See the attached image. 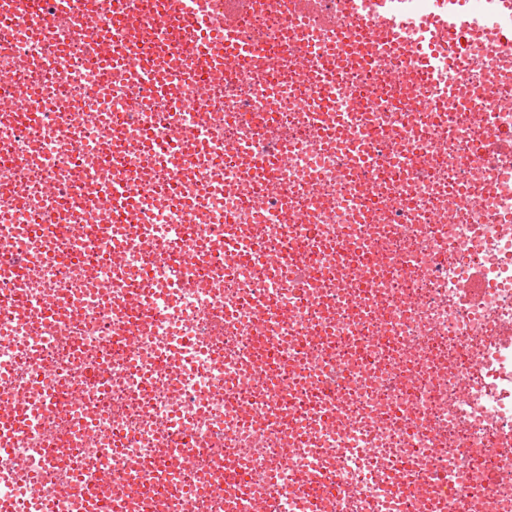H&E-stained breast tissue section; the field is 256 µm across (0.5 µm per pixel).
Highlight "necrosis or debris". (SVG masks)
<instances>
[{
  "label": "necrosis or debris",
  "mask_w": 512,
  "mask_h": 512,
  "mask_svg": "<svg viewBox=\"0 0 512 512\" xmlns=\"http://www.w3.org/2000/svg\"><path fill=\"white\" fill-rule=\"evenodd\" d=\"M38 27L0 14V405L38 411L0 499L38 512L17 480L38 472L54 512H252L337 471L322 512H512V35L455 37L446 103L386 48L340 62L311 112L280 0L240 20L275 78L154 97L80 0L51 47ZM176 136L251 144L288 178L148 156ZM123 170L144 204L113 206Z\"/></svg>",
  "instance_id": "4bbe7bcc"
}]
</instances>
